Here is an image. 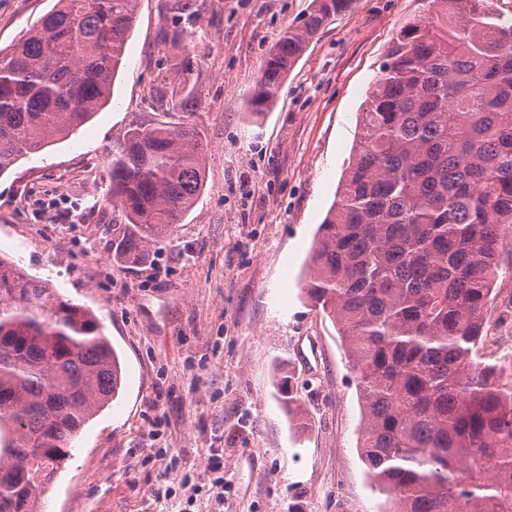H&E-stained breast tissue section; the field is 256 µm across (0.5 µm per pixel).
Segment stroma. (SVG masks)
I'll return each instance as SVG.
<instances>
[{
    "label": "stroma",
    "mask_w": 512,
    "mask_h": 512,
    "mask_svg": "<svg viewBox=\"0 0 512 512\" xmlns=\"http://www.w3.org/2000/svg\"><path fill=\"white\" fill-rule=\"evenodd\" d=\"M56 0H0V49ZM312 0H139L109 104L0 175V255L93 311L118 395L81 431L42 512H388L357 447L336 326L305 295L356 117L397 28L424 0H354L310 42L269 112L248 100ZM179 34L185 50L172 54ZM193 124L205 181L142 263L112 259L106 154L132 127ZM298 406L285 408L279 377ZM224 456L214 501L210 449Z\"/></svg>",
    "instance_id": "stroma-1"
}]
</instances>
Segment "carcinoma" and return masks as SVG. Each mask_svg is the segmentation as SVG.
Wrapping results in <instances>:
<instances>
[{
	"label": "carcinoma",
	"instance_id": "carcinoma-1",
	"mask_svg": "<svg viewBox=\"0 0 512 512\" xmlns=\"http://www.w3.org/2000/svg\"><path fill=\"white\" fill-rule=\"evenodd\" d=\"M353 0H313L248 101L267 111L310 41ZM500 0H427L400 27L320 224L306 295L337 326L362 405L358 448L393 512H512V362L479 356L512 237V18ZM138 0H57L0 51V174L110 100ZM139 262L204 183L189 123L129 130L107 156ZM121 365L90 310L0 258V512L44 484L114 399Z\"/></svg>",
	"mask_w": 512,
	"mask_h": 512
}]
</instances>
